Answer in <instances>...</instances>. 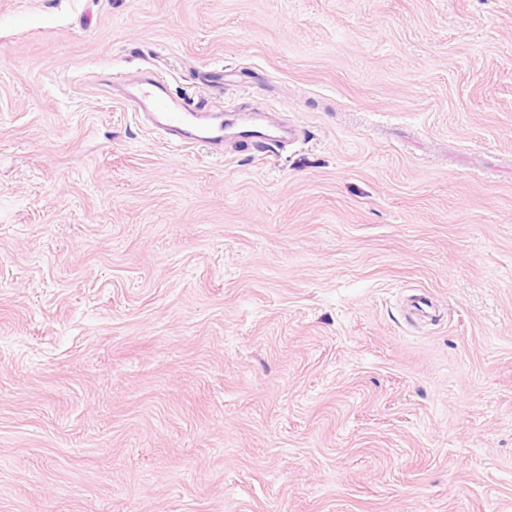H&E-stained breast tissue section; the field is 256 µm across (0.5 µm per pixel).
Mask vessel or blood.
Returning a JSON list of instances; mask_svg holds the SVG:
<instances>
[{"instance_id": "obj_1", "label": "vessel or blood", "mask_w": 512, "mask_h": 512, "mask_svg": "<svg viewBox=\"0 0 512 512\" xmlns=\"http://www.w3.org/2000/svg\"><path fill=\"white\" fill-rule=\"evenodd\" d=\"M123 104L132 112L143 115L155 130L172 144L184 148H203L221 154L225 144L236 148L281 145L298 139L300 127L274 124L260 112H239L232 119L222 113L208 111L194 98L172 97L164 81L153 74L129 88Z\"/></svg>"}]
</instances>
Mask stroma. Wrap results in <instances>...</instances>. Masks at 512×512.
<instances>
[{"label": "stroma", "mask_w": 512, "mask_h": 512, "mask_svg": "<svg viewBox=\"0 0 512 512\" xmlns=\"http://www.w3.org/2000/svg\"><path fill=\"white\" fill-rule=\"evenodd\" d=\"M0 512H512V0H0ZM166 89L158 74H150L144 82L129 88L122 102L179 147H201L222 155L224 143L229 142L240 151L245 145L259 151L266 145L295 141L302 132L284 121L288 127L274 124L262 112H239L226 120L222 112L208 111L195 98H175Z\"/></svg>", "instance_id": "obj_1"}]
</instances>
